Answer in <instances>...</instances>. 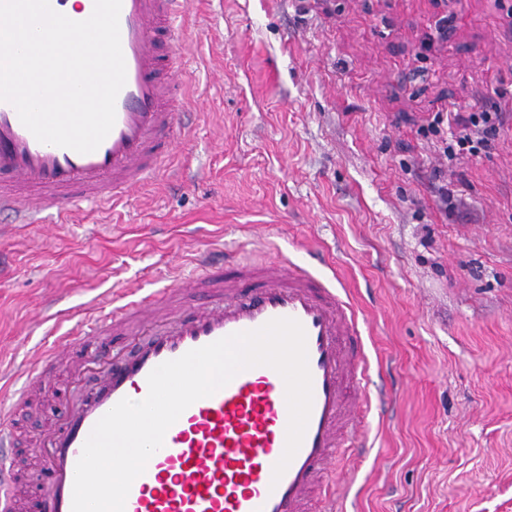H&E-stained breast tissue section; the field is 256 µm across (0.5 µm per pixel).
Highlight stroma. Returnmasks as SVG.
Masks as SVG:
<instances>
[{"label":"stroma","mask_w":512,"mask_h":512,"mask_svg":"<svg viewBox=\"0 0 512 512\" xmlns=\"http://www.w3.org/2000/svg\"><path fill=\"white\" fill-rule=\"evenodd\" d=\"M187 31L190 133L156 178L0 233V377L201 252L313 256L372 362L346 512H512V20L495 0H189ZM494 106L493 150L439 153L435 113ZM73 371L16 412L25 492Z\"/></svg>","instance_id":"obj_1"}]
</instances>
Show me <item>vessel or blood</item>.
I'll return each instance as SVG.
<instances>
[{
	"label": "vessel or blood",
	"instance_id": "b4317fda",
	"mask_svg": "<svg viewBox=\"0 0 512 512\" xmlns=\"http://www.w3.org/2000/svg\"><path fill=\"white\" fill-rule=\"evenodd\" d=\"M186 10V0H122L126 82L115 124L93 152L39 142L14 106L0 101L1 215L16 224H59L77 204L123 202L149 182L186 133ZM197 262L193 276L74 324L41 355L38 370L24 373L22 387L0 395V512H72L76 464L100 418L121 399L143 400L160 364L279 318L302 325L312 381L306 431L281 478L273 470L286 445L285 383L261 365L181 414L133 481L124 512H314L317 492L328 512H341L337 465L350 449L365 447L371 410L370 363L350 293L307 262L283 256ZM127 322L150 341L127 355L108 351L107 337ZM75 354L104 369L93 387L65 401L34 447L42 491L19 504L15 408L43 388L45 369Z\"/></svg>",
	"mask_w": 512,
	"mask_h": 512
}]
</instances>
